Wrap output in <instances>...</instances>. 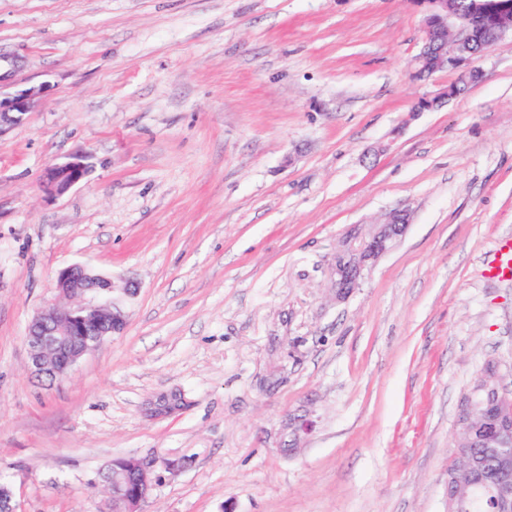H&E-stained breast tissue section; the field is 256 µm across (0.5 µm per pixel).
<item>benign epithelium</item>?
<instances>
[{"label": "benign epithelium", "mask_w": 512, "mask_h": 512, "mask_svg": "<svg viewBox=\"0 0 512 512\" xmlns=\"http://www.w3.org/2000/svg\"><path fill=\"white\" fill-rule=\"evenodd\" d=\"M423 15L424 43L413 61L421 69L430 63L457 73V80L466 84L480 78L471 67L474 24L477 18L491 15L493 37L500 40L512 36V0H470L467 9L454 5V0H409ZM40 90L33 88L5 92L0 89V135L9 126L18 124L30 111ZM457 95L448 89L433 98L418 102L416 111L432 109ZM89 174L85 155L75 153L66 161L49 166L42 177V187L50 195H61L84 180ZM411 219L407 208L390 212L379 224L356 225L336 249L331 266V287L336 300L348 298L359 287L365 273L405 235ZM56 288L69 298H80L76 307L56 304L41 309L28 326L25 343L29 351L31 372L38 378H63L88 353L105 339L123 333L126 321L114 302L112 278L94 273L82 265H71L55 275ZM498 411L485 419L471 413L458 421L457 428L466 434V441L456 445L455 458L463 462L457 468L462 478L453 484L448 512L465 502L481 479V474L466 464L468 449L475 443L497 445L512 442V392L496 387ZM155 460L128 456L112 461L100 473V481L109 493L112 512H145L144 505L153 491ZM497 512H512V480L506 478L499 486Z\"/></svg>", "instance_id": "1"}]
</instances>
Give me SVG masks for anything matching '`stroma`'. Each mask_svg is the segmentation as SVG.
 <instances>
[{
    "instance_id": "1",
    "label": "stroma",
    "mask_w": 512,
    "mask_h": 512,
    "mask_svg": "<svg viewBox=\"0 0 512 512\" xmlns=\"http://www.w3.org/2000/svg\"><path fill=\"white\" fill-rule=\"evenodd\" d=\"M423 38L410 0H0V87L41 90L0 135L18 512H111L92 482L127 456L158 462L146 512H448L461 397L490 361L512 390V278L484 273L512 238V38L420 112L456 79H412ZM402 207L336 301L346 231ZM73 264L126 328L49 383L24 336ZM83 153H75L66 161L49 166L42 177V187L49 195H61L89 174Z\"/></svg>"
}]
</instances>
